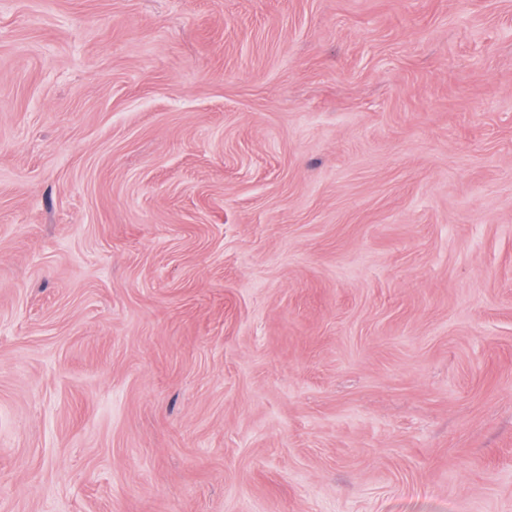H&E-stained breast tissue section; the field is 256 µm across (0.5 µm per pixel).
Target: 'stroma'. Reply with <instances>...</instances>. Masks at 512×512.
Wrapping results in <instances>:
<instances>
[{"mask_svg": "<svg viewBox=\"0 0 512 512\" xmlns=\"http://www.w3.org/2000/svg\"><path fill=\"white\" fill-rule=\"evenodd\" d=\"M0 512H512V0H0Z\"/></svg>", "mask_w": 512, "mask_h": 512, "instance_id": "35a3bbf8", "label": "stroma"}]
</instances>
